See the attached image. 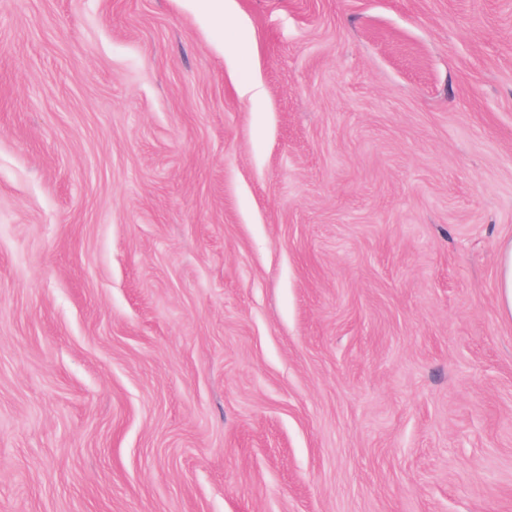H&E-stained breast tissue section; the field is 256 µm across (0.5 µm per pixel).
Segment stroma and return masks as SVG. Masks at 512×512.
<instances>
[{
	"instance_id": "obj_1",
	"label": "stroma",
	"mask_w": 512,
	"mask_h": 512,
	"mask_svg": "<svg viewBox=\"0 0 512 512\" xmlns=\"http://www.w3.org/2000/svg\"><path fill=\"white\" fill-rule=\"evenodd\" d=\"M508 240L512 0H0V512H512ZM498 302L503 315L512 317V240L504 242L498 255Z\"/></svg>"
}]
</instances>
